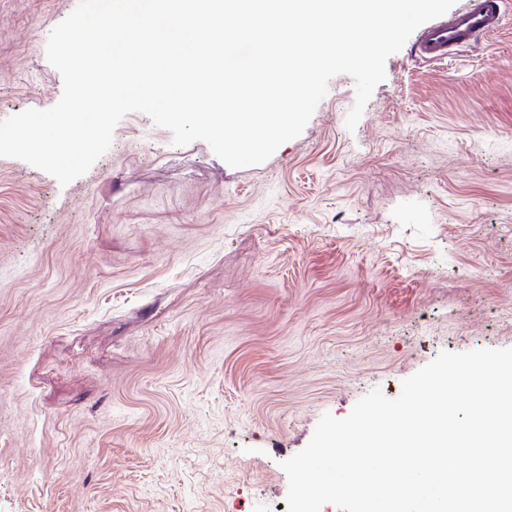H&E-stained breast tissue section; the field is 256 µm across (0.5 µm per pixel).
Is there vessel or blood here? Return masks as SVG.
<instances>
[{
  "label": "vessel or blood",
  "mask_w": 512,
  "mask_h": 512,
  "mask_svg": "<svg viewBox=\"0 0 512 512\" xmlns=\"http://www.w3.org/2000/svg\"><path fill=\"white\" fill-rule=\"evenodd\" d=\"M512 17V0H465L451 15L416 31L413 50L428 63L441 64L472 41L500 33Z\"/></svg>",
  "instance_id": "vessel-or-blood-1"
}]
</instances>
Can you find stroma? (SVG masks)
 Returning a JSON list of instances; mask_svg holds the SVG:
<instances>
[{"label": "stroma", "instance_id": "stroma-1", "mask_svg": "<svg viewBox=\"0 0 512 512\" xmlns=\"http://www.w3.org/2000/svg\"><path fill=\"white\" fill-rule=\"evenodd\" d=\"M74 8L0 0V121ZM355 96L247 167L141 112L65 186L0 157V512H287L323 414L512 347V25Z\"/></svg>", "mask_w": 512, "mask_h": 512}]
</instances>
